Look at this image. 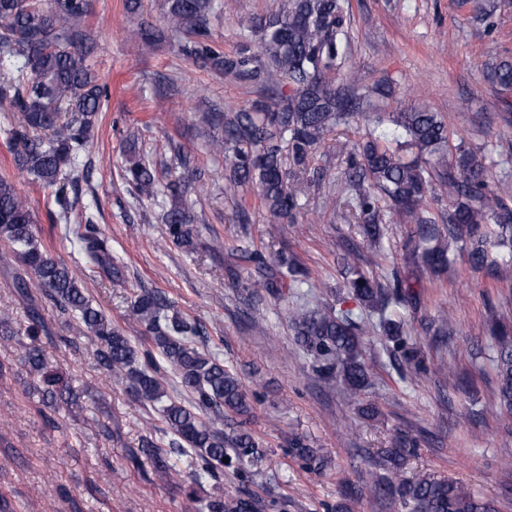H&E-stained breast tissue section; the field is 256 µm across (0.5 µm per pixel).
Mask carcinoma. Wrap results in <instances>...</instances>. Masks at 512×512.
<instances>
[{
    "mask_svg": "<svg viewBox=\"0 0 512 512\" xmlns=\"http://www.w3.org/2000/svg\"><path fill=\"white\" fill-rule=\"evenodd\" d=\"M166 15L179 35L177 52L200 68L231 75L256 87V97L236 112L215 113L224 138L213 149L230 160L224 194L256 188L262 207L278 223L293 224L299 203L291 185L311 170L310 162L326 136L337 126L364 120L371 125L352 148L345 185L351 191L340 219L356 224L366 249L380 252L384 229L398 215L413 225L404 244L405 265L382 280L356 263L346 266L343 287L370 312L380 314L373 329L393 343L404 362L418 366L420 351L408 344L400 310L419 292L426 272L448 271L465 257L476 270L494 275L495 254L512 259V188L490 182L491 158L455 142L437 112L410 109L393 116L394 129L370 118L368 94L350 69L347 32L348 0H281L278 10L240 22L247 31L235 50L226 52L211 40L210 17L216 0H166ZM89 0H0V94L11 98L20 121L7 130L16 148V167L32 175L53 200L55 219L69 218V188L77 179L81 159L101 112L108 86L89 63L90 34L83 23ZM348 79L336 84V75ZM288 79L290 93L271 100L273 77ZM491 82L512 89V62H491ZM415 151L404 159L403 148ZM127 185L148 197L169 196L163 214L168 240L178 246L193 242L194 216L186 204L181 179L160 182L155 168L131 148L125 167ZM78 234L80 251L108 278L119 277L112 245L93 217L84 216ZM32 210L12 180L0 176V244L24 266L42 295L59 312L83 325V335L97 341L98 365L138 400L161 416L173 435L163 448L144 439L139 454L160 473L178 475L171 450L184 458L194 483L215 481L213 491L190 492L196 512H262L256 495H226L219 480L224 469L242 473L262 467L267 449L248 431L251 406L241 380L191 337L197 325L177 312L158 290L134 293L132 309L143 327L140 350L99 309L93 307L76 271L53 258L42 244ZM233 258L254 270L248 292L262 288L282 296L307 281L309 271L281 253L271 268L261 252L236 249ZM296 342L316 361L314 370L327 383H339L356 397L369 382L361 336L368 322L352 313L328 310L288 311ZM46 333L37 309L30 310L26 337L0 314V337L16 341L29 372L48 406L72 403L73 394L40 344ZM491 362L496 372V399L512 412V329L496 323ZM165 362L192 397L186 407L169 398L160 362ZM289 453L305 469L320 471L329 459L304 434L288 436ZM374 492L395 512H495L494 504L450 481L421 477L398 484L378 482Z\"/></svg>",
    "mask_w": 512,
    "mask_h": 512,
    "instance_id": "carcinoma-1",
    "label": "carcinoma"
}]
</instances>
